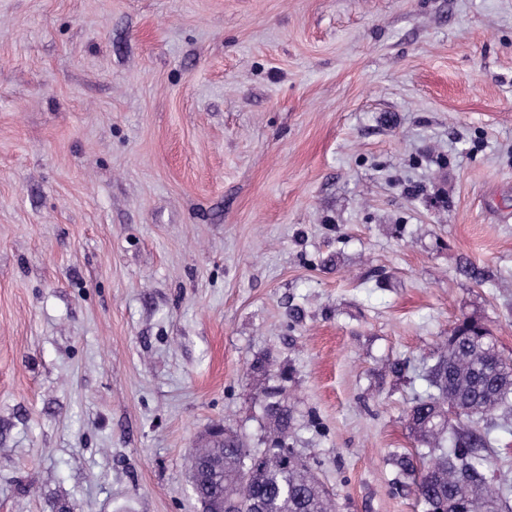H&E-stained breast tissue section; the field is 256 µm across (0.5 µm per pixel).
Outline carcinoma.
Instances as JSON below:
<instances>
[{
  "label": "carcinoma",
  "instance_id": "carcinoma-1",
  "mask_svg": "<svg viewBox=\"0 0 512 512\" xmlns=\"http://www.w3.org/2000/svg\"><path fill=\"white\" fill-rule=\"evenodd\" d=\"M430 388L410 406L407 417L434 462L414 482L424 512H502L498 492L487 481L489 457L484 424L487 414L512 404V360L502 357L488 331L463 320L441 345L434 364L425 369ZM288 377L265 384L259 395L265 421L263 448H250L242 436L226 429L194 449L192 492L202 512L223 504L233 512H335L333 493L317 478L311 464L293 447L295 413L289 403ZM462 410L471 428L452 424ZM251 461V479H239L242 461Z\"/></svg>",
  "mask_w": 512,
  "mask_h": 512
}]
</instances>
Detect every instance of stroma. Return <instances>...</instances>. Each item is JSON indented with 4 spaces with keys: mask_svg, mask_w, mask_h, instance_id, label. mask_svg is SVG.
<instances>
[{
    "mask_svg": "<svg viewBox=\"0 0 512 512\" xmlns=\"http://www.w3.org/2000/svg\"><path fill=\"white\" fill-rule=\"evenodd\" d=\"M466 318L512 358V0H0V512H199L259 357L336 512H424Z\"/></svg>",
    "mask_w": 512,
    "mask_h": 512,
    "instance_id": "35a3bbf8",
    "label": "stroma"
}]
</instances>
